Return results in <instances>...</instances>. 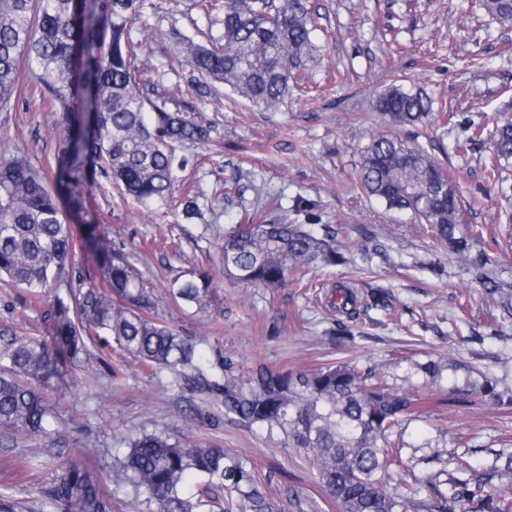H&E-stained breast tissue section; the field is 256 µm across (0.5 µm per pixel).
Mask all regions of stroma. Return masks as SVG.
<instances>
[{
  "mask_svg": "<svg viewBox=\"0 0 512 512\" xmlns=\"http://www.w3.org/2000/svg\"><path fill=\"white\" fill-rule=\"evenodd\" d=\"M204 2L152 0L145 24L135 25L132 35L141 44L148 80L193 102L215 127L211 142L183 148L188 164L178 170L173 193L158 212L123 197L104 174L86 198L108 242L123 248L153 287L159 319L207 358L229 355L243 368L259 362L308 368L355 357L386 368L397 362L406 371L431 358H452L512 386V322L502 319L473 270L422 225L387 212L354 186L360 152L383 128L375 98L391 75L406 76L452 106L434 112L426 132L432 153L464 198L465 223L482 225L485 246L505 237L512 200L484 176L489 141L471 135L487 115L512 118V29L487 28L483 13L461 10L462 0H313L318 50L306 75L320 98L308 105L296 93L280 110L267 112L221 85L196 97L180 41L187 36L204 42L224 33L222 14L207 13ZM476 54L484 67L471 66ZM338 70L344 82L333 79ZM59 122L36 81L21 72L10 107L0 109V153L24 151L52 178L62 144ZM192 199L199 209L190 215ZM272 201L287 223L343 225L355 266L316 268L310 277H354L386 289L402 313L400 322L368 310L350 325L355 346L349 349L330 339L336 316L323 297L293 283L270 291L226 280L225 227ZM377 241L383 254L373 250ZM195 267L209 271L217 286L206 316L176 305L168 293L171 279ZM27 298L24 289L0 288V330L51 339L52 293L33 306ZM59 368V418L48 435L0 434V491L16 496L25 512H39V488L79 456L111 499L112 512H151L145 499L116 492L113 482L118 449L144 433L241 455L275 498L295 487L302 505L284 512H341L303 452L285 447L281 437L225 420L205 395L172 386L168 373L144 368L110 337H92L81 362L63 361ZM425 391L426 412L444 417L447 427L445 437L431 442L435 468L463 462L486 469L496 451L512 449V407L450 395L439 385ZM29 457L36 458L37 469L25 467Z\"/></svg>",
  "mask_w": 512,
  "mask_h": 512,
  "instance_id": "1",
  "label": "stroma"
}]
</instances>
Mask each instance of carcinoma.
I'll return each mask as SVG.
<instances>
[{
    "label": "carcinoma",
    "instance_id": "1",
    "mask_svg": "<svg viewBox=\"0 0 512 512\" xmlns=\"http://www.w3.org/2000/svg\"><path fill=\"white\" fill-rule=\"evenodd\" d=\"M224 11V35L207 43L187 38L181 52L197 74L199 94L221 83L251 106L280 108L301 86L313 51L315 22L309 0H207ZM490 21L512 28V0H480ZM144 0H0V104L13 100L21 69L34 74L62 113L63 144L53 183L17 151L0 160V282L25 288L39 301L56 291L53 337L75 362L87 352L86 339L104 334L141 364L167 372L173 385L212 397L224 418L257 427L303 451L316 467L319 483L341 512H512V497L493 480L512 473V452L499 453L504 467L402 479L388 488L390 472L409 470L402 457L404 435L421 418L420 385L404 388L383 368L359 367L356 359L313 369L271 368L245 374L235 362L205 363L196 344L155 317L152 288L120 248L103 242L94 220L81 219L84 243L94 248L96 267L69 265L75 250L73 220L63 203L80 213L96 170L112 178L121 193L152 212L167 202L175 171L188 163L176 154L185 144L211 140L214 127L193 106L159 91L136 65L141 44L133 39L144 23ZM438 99L423 88L392 80L374 109L390 126L425 125ZM479 125L472 139L486 132ZM487 179L503 183L512 169V121L494 123ZM357 187L393 213H410L430 235L465 256L486 296L498 300L512 319V293L490 272L492 259L473 246L483 227L463 221L462 200L453 179L429 149L386 131L362 151ZM341 226L287 224L270 209L224 230V277L260 288L304 280L309 268L350 265L339 241ZM179 305L205 313L215 284L210 273L193 268L169 282ZM327 306L354 317L363 308H381L398 320L399 309L377 288L356 292L347 282L330 286ZM415 369L450 392H465L499 407L512 405V387L499 388L485 375L455 360H428ZM46 340L16 330L0 333V429L39 436L55 417L52 391L57 378ZM116 492L143 496L153 512H198L203 502L224 512H282L262 490L243 459L218 447L171 441L156 433L128 442L118 459ZM40 508L55 512H111L87 465L61 468L40 490Z\"/></svg>",
    "mask_w": 512,
    "mask_h": 512
}]
</instances>
